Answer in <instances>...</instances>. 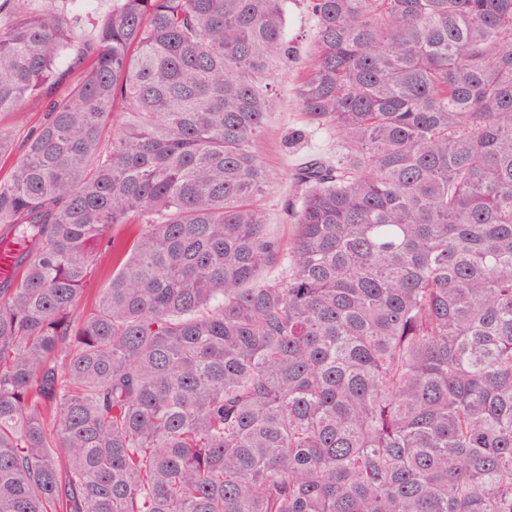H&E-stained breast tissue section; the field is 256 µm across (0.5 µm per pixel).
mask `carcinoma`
<instances>
[{
  "mask_svg": "<svg viewBox=\"0 0 512 512\" xmlns=\"http://www.w3.org/2000/svg\"><path fill=\"white\" fill-rule=\"evenodd\" d=\"M78 2L0 0V114L81 70L0 128V512H512V0ZM314 22L309 13L298 5H290L286 18L285 33L288 38L296 40L299 55L304 59L310 51V37ZM270 78L277 94V105L268 119L259 150L274 179L264 208L267 224L275 233L286 236L289 223L285 220L284 208L290 193L291 171L313 155L329 157L336 153V137L328 130L310 126L300 111L296 101V65L274 66ZM294 132H300L301 137L291 141ZM62 70L65 71L63 76L50 85L40 99L29 103L28 112L24 114L22 121H18L10 114L1 116L0 124L3 129L9 130L12 133L15 150L20 148L25 136L39 125L47 102L65 94L78 75L77 71H69L66 69V66L62 67ZM112 277V254L108 252L103 253L98 262L96 274L88 285L87 291L84 293L82 303L90 305L101 288L108 286L109 280Z\"/></svg>",
  "mask_w": 512,
  "mask_h": 512,
  "instance_id": "carcinoma-1",
  "label": "carcinoma"
}]
</instances>
